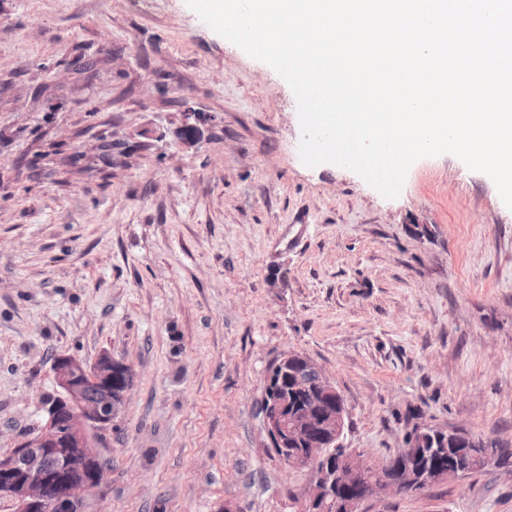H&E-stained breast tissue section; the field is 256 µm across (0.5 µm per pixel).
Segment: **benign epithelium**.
<instances>
[{
    "label": "benign epithelium",
    "instance_id": "obj_1",
    "mask_svg": "<svg viewBox=\"0 0 512 512\" xmlns=\"http://www.w3.org/2000/svg\"><path fill=\"white\" fill-rule=\"evenodd\" d=\"M200 114L188 108L181 113L177 136L191 147L201 138ZM306 359L297 352L283 354L273 364L270 375L283 377L294 358ZM123 371L125 380L112 383V373ZM55 394L43 406L37 429L18 440L13 448L0 453V501L11 504L12 512H83L84 492H93L104 483L102 432L125 409L134 387L133 367L101 353L87 363L61 352L52 364ZM96 398L88 400V392ZM338 391L326 378L315 392V402L304 410L288 414V395L277 394L264 404L263 423L273 452L290 469H306L311 482L301 500V512H317L326 501H336V488L369 472L384 475L392 470L397 457L408 454L412 446L400 448L389 457H375L353 449L330 464L332 449L342 448L345 404L337 400ZM336 401V410L327 419H314L317 408ZM460 462L451 473L427 471L419 476H396L370 485L365 492L344 502V512H365V504L385 496L420 493L432 481L457 479L468 474L469 458L484 465L499 463L496 448H468L459 452Z\"/></svg>",
    "mask_w": 512,
    "mask_h": 512
}]
</instances>
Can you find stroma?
Here are the masks:
<instances>
[{
  "label": "stroma",
  "mask_w": 512,
  "mask_h": 512,
  "mask_svg": "<svg viewBox=\"0 0 512 512\" xmlns=\"http://www.w3.org/2000/svg\"><path fill=\"white\" fill-rule=\"evenodd\" d=\"M210 116L176 145L185 106ZM296 98L185 0H0V453L32 432L52 357L135 385L85 512H298L269 449L270 366L302 352L385 457L414 427L512 446V209L457 157L398 198L309 167ZM366 512H512L488 468Z\"/></svg>",
  "instance_id": "35a3bbf8"
}]
</instances>
